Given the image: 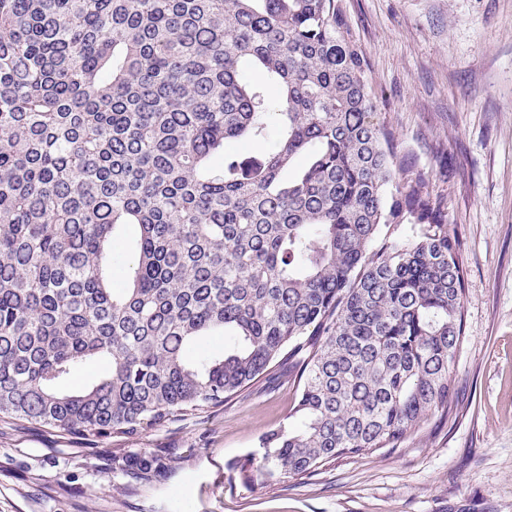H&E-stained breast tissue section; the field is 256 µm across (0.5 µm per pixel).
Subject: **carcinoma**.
Here are the masks:
<instances>
[{
	"label": "carcinoma",
	"mask_w": 512,
	"mask_h": 512,
	"mask_svg": "<svg viewBox=\"0 0 512 512\" xmlns=\"http://www.w3.org/2000/svg\"><path fill=\"white\" fill-rule=\"evenodd\" d=\"M337 2L0 0V419L129 437L302 354L292 422L236 467L248 485L448 417L463 257ZM206 336L224 354L187 360ZM107 366L106 361L95 362L83 368L72 378L64 382L61 388L66 391L81 388L101 377L105 373Z\"/></svg>",
	"instance_id": "carcinoma-1"
}]
</instances>
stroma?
<instances>
[{"label":"stroma","instance_id":"stroma-1","mask_svg":"<svg viewBox=\"0 0 512 512\" xmlns=\"http://www.w3.org/2000/svg\"><path fill=\"white\" fill-rule=\"evenodd\" d=\"M409 168L464 255L447 419L394 449L242 485L287 425L291 377L130 438L89 443L0 421V512H512V0H340ZM152 460L132 476L114 452Z\"/></svg>","mask_w":512,"mask_h":512}]
</instances>
